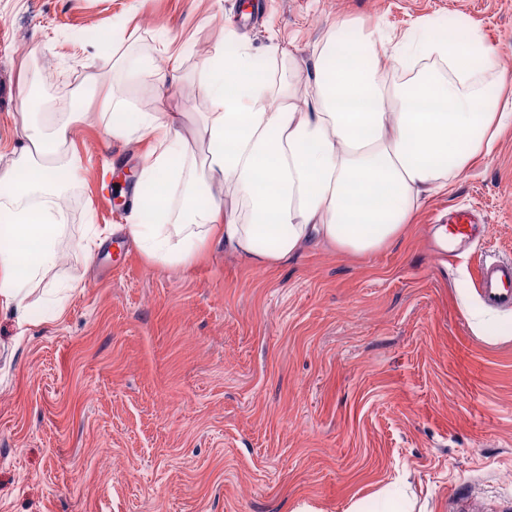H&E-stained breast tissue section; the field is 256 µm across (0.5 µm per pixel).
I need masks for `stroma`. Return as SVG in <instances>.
I'll use <instances>...</instances> for the list:
<instances>
[{"label": "stroma", "mask_w": 512, "mask_h": 512, "mask_svg": "<svg viewBox=\"0 0 512 512\" xmlns=\"http://www.w3.org/2000/svg\"><path fill=\"white\" fill-rule=\"evenodd\" d=\"M348 24L466 27L512 94V0H0V159L20 149L14 114L63 91L86 161L53 289L28 323L0 309V512H347L380 490L409 512H512V310L478 292L486 263L512 259V123L367 257L320 245L267 269L218 248L174 268L121 230L151 141L106 137V101L146 111L177 66L165 105L193 131L205 61L234 40L302 97ZM121 57L152 69L129 77ZM461 208L486 237L440 260L435 223ZM91 224L115 231L87 257Z\"/></svg>", "instance_id": "obj_1"}]
</instances>
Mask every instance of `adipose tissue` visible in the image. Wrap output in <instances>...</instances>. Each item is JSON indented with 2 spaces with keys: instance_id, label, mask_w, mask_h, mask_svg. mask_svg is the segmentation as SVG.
<instances>
[{
  "instance_id": "ef3b65f1",
  "label": "adipose tissue",
  "mask_w": 512,
  "mask_h": 512,
  "mask_svg": "<svg viewBox=\"0 0 512 512\" xmlns=\"http://www.w3.org/2000/svg\"><path fill=\"white\" fill-rule=\"evenodd\" d=\"M412 69L386 88L387 68ZM497 59L481 37L449 28L394 44L357 27L339 28L320 51L314 91L271 86L247 44L216 51L207 64L209 112L197 142L180 115L156 108L131 122L111 113L114 139L149 135L155 146L137 181L127 232L148 258L188 267L214 244L260 267L287 263L312 240L366 257L399 239L423 194L444 188L477 153L490 152L512 116L486 81ZM72 110L49 113V133L32 116L16 121L22 147L0 166V307L28 321V296L58 261L61 185L84 160L70 139ZM239 198L225 208L224 194Z\"/></svg>"
}]
</instances>
